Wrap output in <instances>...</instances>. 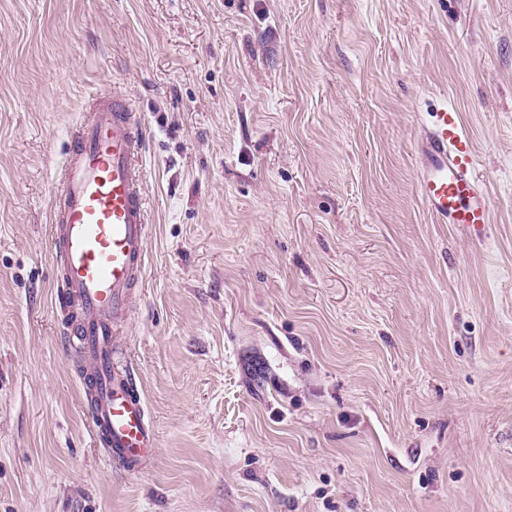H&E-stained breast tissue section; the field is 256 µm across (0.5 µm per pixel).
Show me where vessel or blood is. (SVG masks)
Returning <instances> with one entry per match:
<instances>
[{
	"label": "vessel or blood",
	"mask_w": 512,
	"mask_h": 512,
	"mask_svg": "<svg viewBox=\"0 0 512 512\" xmlns=\"http://www.w3.org/2000/svg\"><path fill=\"white\" fill-rule=\"evenodd\" d=\"M138 136L126 99H94L64 155L49 235L57 268L54 302L75 310L66 333L90 368L92 434L108 462L141 468L157 453L154 423L134 376L112 362L118 324L149 263ZM417 164L418 192L434 223L484 242L495 201L459 112L434 113L418 144Z\"/></svg>",
	"instance_id": "b4317fda"
}]
</instances>
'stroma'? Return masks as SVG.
<instances>
[{
    "label": "stroma",
    "mask_w": 512,
    "mask_h": 512,
    "mask_svg": "<svg viewBox=\"0 0 512 512\" xmlns=\"http://www.w3.org/2000/svg\"><path fill=\"white\" fill-rule=\"evenodd\" d=\"M107 93L150 224L134 472L52 290V190ZM443 108L480 245L418 196ZM0 512H512V0H0Z\"/></svg>",
    "instance_id": "1"
}]
</instances>
